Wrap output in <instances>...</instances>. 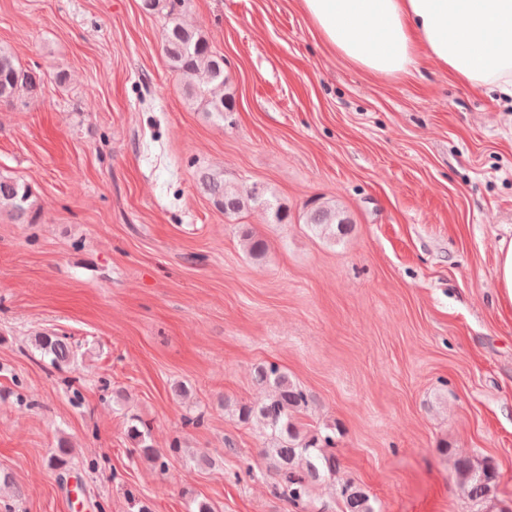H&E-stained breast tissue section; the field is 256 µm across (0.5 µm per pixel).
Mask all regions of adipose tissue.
Masks as SVG:
<instances>
[{
  "label": "adipose tissue",
  "instance_id": "ef3b65f1",
  "mask_svg": "<svg viewBox=\"0 0 512 512\" xmlns=\"http://www.w3.org/2000/svg\"><path fill=\"white\" fill-rule=\"evenodd\" d=\"M321 40L363 71L430 63L471 88L512 94V0H301Z\"/></svg>",
  "mask_w": 512,
  "mask_h": 512
}]
</instances>
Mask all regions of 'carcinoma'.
I'll use <instances>...</instances> for the list:
<instances>
[{
    "label": "carcinoma",
    "mask_w": 512,
    "mask_h": 512,
    "mask_svg": "<svg viewBox=\"0 0 512 512\" xmlns=\"http://www.w3.org/2000/svg\"><path fill=\"white\" fill-rule=\"evenodd\" d=\"M162 1L167 9L163 51L169 67L182 80L190 102L220 121L228 120L234 105L221 93L228 80L224 74V57L212 50L204 34L183 23L184 0H143V7L152 10ZM41 86L40 74L21 67L13 53L0 46V104H11L23 96L35 102ZM200 186L226 215L237 214L252 205L261 206L275 210L277 223H288L287 210L275 204V194L267 187L242 189L225 181L224 174L208 171L201 174ZM0 207L7 208L20 224L31 221L36 212L32 188L25 182L0 175ZM308 224L317 235L333 243L341 240L350 229L345 212L332 201L316 205L309 212ZM243 244L246 252L256 259L264 256L268 248L264 239L251 232L244 233ZM33 346L56 367L69 363L73 356L68 337L56 333L37 334ZM256 380L268 389V396L258 405H239L238 418L244 422L258 421L266 430L271 447L263 449V453L275 460L274 494L295 508L305 509L311 502L313 484L336 476L335 439L318 430L312 434L301 432L298 419L308 409L311 397L277 365L259 366ZM149 435L147 424L138 419L127 427V436L140 455L163 469L166 452L149 445ZM71 458L70 442L61 438L49 455L48 465L54 470H65ZM453 469L457 485L480 506V512H512L496 508L498 473L492 460L461 456L454 461ZM338 496L343 503L342 512H375L370 495L352 481L339 487Z\"/></svg>",
    "instance_id": "obj_1"
}]
</instances>
